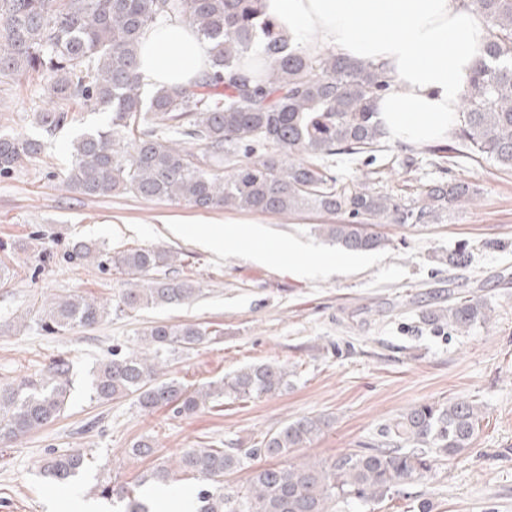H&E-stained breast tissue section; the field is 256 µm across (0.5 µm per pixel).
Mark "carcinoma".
Here are the masks:
<instances>
[{"mask_svg": "<svg viewBox=\"0 0 512 512\" xmlns=\"http://www.w3.org/2000/svg\"><path fill=\"white\" fill-rule=\"evenodd\" d=\"M488 23L483 58L464 88L459 122L448 140L453 162L471 155L512 169V0H469ZM167 22L192 28L210 44L211 69L188 84L144 91L139 45ZM258 46L269 66L258 81L238 64ZM37 74L47 81V107L33 113L52 132L80 103L111 114L109 123L71 143L65 181L87 197L131 194L145 200L187 202L290 216L315 210L340 218L319 224V234L349 252L385 248L382 224H433L450 209L471 203L478 189L450 180L427 187L405 205L367 183L343 185L327 162L336 155L377 150L383 132L374 101L391 80L371 62L333 50L312 54L265 17L262 0H0V82ZM43 142L0 134V176L41 160ZM69 258L128 276L116 305L81 295L42 296L30 321L50 334L92 330L112 308L182 306L200 289L172 276L174 252L145 247L112 252L75 241ZM488 302L461 297L436 321L466 334L490 320ZM224 335L198 323L154 322L139 333L140 346L99 363L91 400L131 396L141 410L171 406L190 416L219 396L259 398L288 390L290 372L277 363L248 365L232 376L189 390L164 378L163 349L191 350ZM72 377L59 361L35 380L0 386V442L39 430L66 411ZM481 411L473 400L418 403L382 431L374 447L330 461H305L254 470L245 490H224V475L258 457L284 458L305 448L330 426L321 415L286 421L253 448H186L174 467L202 482L195 512H344L354 502H383L399 487L433 471L438 457L471 447ZM87 467L81 453L59 454L44 464L51 479L71 481Z\"/></svg>", "mask_w": 512, "mask_h": 512, "instance_id": "carcinoma-1", "label": "carcinoma"}]
</instances>
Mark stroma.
<instances>
[{
    "label": "stroma",
    "instance_id": "1",
    "mask_svg": "<svg viewBox=\"0 0 512 512\" xmlns=\"http://www.w3.org/2000/svg\"><path fill=\"white\" fill-rule=\"evenodd\" d=\"M47 101L43 81L0 83V133L39 135V163L0 176V261L14 273L0 280V385L34 379L62 359L73 387L64 416L11 446H0V512H46L55 494L72 505L94 498L97 483L140 494L153 467L172 465L187 448H249L302 415H327L332 427L289 462L330 460L377 444L380 431L411 405L461 397L482 410L470 449L438 458L431 476L400 488L379 504L350 512H512V170L487 160L443 163L428 145L384 141L373 155L331 161L339 181L371 179L397 202H415L423 186L456 179L479 193L466 208L436 224H387L382 250L351 253L315 232L331 216L202 210L187 203L146 201L131 195L84 197L67 188L71 141L105 126L109 115L76 105L60 131L41 134L32 114ZM241 234L261 227L272 242L292 241L302 269L255 262L236 248L215 253L204 244L212 228ZM107 243L112 251L159 246L177 253L178 276L194 280L198 298L182 307L114 312L91 331L48 335L21 327L20 316L44 294H79L103 302L126 286L118 270L67 262L73 241ZM466 250L468 263L448 265ZM474 296L492 309L489 322L460 335L428 321L449 294ZM167 321L221 326L223 336L191 351L165 350L169 377L201 388L241 367L278 362L292 374L287 391L210 402L190 417L162 407L151 412L134 398L90 399V374L113 349L139 346V331ZM152 457L130 455L140 438ZM86 453V471L54 486L43 475L50 453Z\"/></svg>",
    "mask_w": 512,
    "mask_h": 512
}]
</instances>
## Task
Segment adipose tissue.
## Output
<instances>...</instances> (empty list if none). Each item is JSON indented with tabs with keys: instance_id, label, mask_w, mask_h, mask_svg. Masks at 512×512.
<instances>
[{
	"instance_id": "adipose-tissue-1",
	"label": "adipose tissue",
	"mask_w": 512,
	"mask_h": 512,
	"mask_svg": "<svg viewBox=\"0 0 512 512\" xmlns=\"http://www.w3.org/2000/svg\"><path fill=\"white\" fill-rule=\"evenodd\" d=\"M267 17L300 35L303 47H331L382 67L392 86L375 102L387 139L423 144L447 135L465 82L482 56L485 19L468 0H263ZM210 68L209 45L179 23L145 34L139 72L170 86Z\"/></svg>"
}]
</instances>
